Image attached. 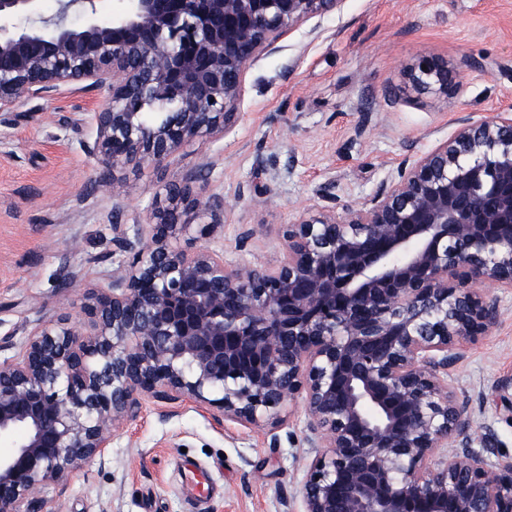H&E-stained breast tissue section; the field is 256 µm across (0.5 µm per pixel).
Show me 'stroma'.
Returning a JSON list of instances; mask_svg holds the SVG:
<instances>
[{"instance_id": "35a3bbf8", "label": "stroma", "mask_w": 512, "mask_h": 512, "mask_svg": "<svg viewBox=\"0 0 512 512\" xmlns=\"http://www.w3.org/2000/svg\"><path fill=\"white\" fill-rule=\"evenodd\" d=\"M279 46L247 72L241 120L209 146L208 188L230 210L206 235L204 218L192 219L177 241L187 252L214 250L229 266L275 262L286 224L316 204L321 185L338 182L344 200L363 201L409 150L446 141L460 114L512 110V0H345ZM419 55L447 64V94L408 87L403 69ZM291 58L299 64L290 71ZM104 97L78 83L0 112L2 356L36 324L81 317L90 288L112 267L113 200L135 233V219L168 207L169 187L196 162L189 145L162 164L118 170L119 194L86 198L98 167L81 141ZM253 227L257 235L242 240ZM70 277L73 287L60 290ZM499 297V325L455 371L473 399L512 375V292ZM282 414L283 425L257 430L190 401L146 397L104 462L42 494L58 512H289L307 462L305 415L289 405ZM190 465L207 471L208 493H189L182 470Z\"/></svg>"}]
</instances>
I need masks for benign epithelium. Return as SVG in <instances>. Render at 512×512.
<instances>
[{
    "label": "benign epithelium",
    "instance_id": "benign-epithelium-1",
    "mask_svg": "<svg viewBox=\"0 0 512 512\" xmlns=\"http://www.w3.org/2000/svg\"><path fill=\"white\" fill-rule=\"evenodd\" d=\"M39 2L0 0V19ZM59 2L40 26H0V112L76 83L106 92L81 142L99 169L86 201L120 168L223 138L251 66L344 0H124L107 18L95 0ZM405 78L448 93L436 58ZM455 124L360 204L320 187L273 264L174 246L184 214L210 219L203 234L224 223V196L196 187L205 151L134 236L112 208L126 257L78 326H38L0 359V512H56L41 488L104 459L145 396L256 429L302 401L300 512H512V453L452 377L500 320L493 289L512 291V111ZM495 398L512 413L511 376Z\"/></svg>",
    "mask_w": 512,
    "mask_h": 512
}]
</instances>
